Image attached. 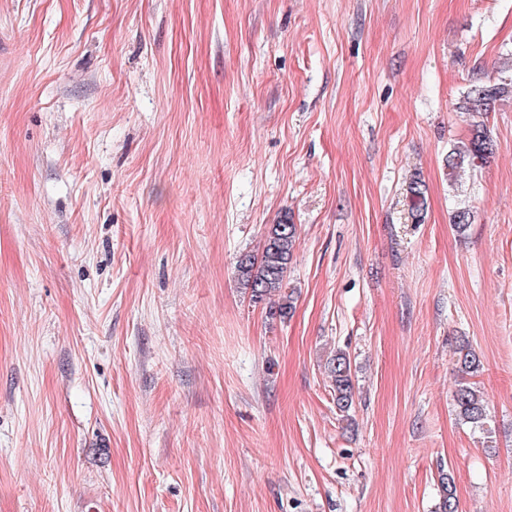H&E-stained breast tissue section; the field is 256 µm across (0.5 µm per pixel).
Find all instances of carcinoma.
Segmentation results:
<instances>
[{
    "instance_id": "obj_1",
    "label": "carcinoma",
    "mask_w": 512,
    "mask_h": 512,
    "mask_svg": "<svg viewBox=\"0 0 512 512\" xmlns=\"http://www.w3.org/2000/svg\"><path fill=\"white\" fill-rule=\"evenodd\" d=\"M509 100H512V66L503 68L493 82L472 84L458 99L456 111L468 116L472 128L469 138L457 142L448 151L446 168L450 183H455L462 174L476 169L496 153L498 143L485 119L496 104ZM425 193V182L420 176H413L407 185V197L411 218L417 224L423 219ZM474 220V212L463 207L454 211L451 224L457 232L463 233ZM297 239V225L288 223L285 215L268 226L259 254L246 253L237 261L240 285L249 290L253 301L268 302V314L272 318H285L293 309V293L286 291V275ZM456 364L463 379L453 393L456 416L463 423L481 429L487 417L485 400L474 384L467 381L479 372L481 360L465 339L459 344ZM327 373L336 408L342 413L349 412L354 401V383L350 359L345 352L339 350L328 359ZM440 512H456V484L450 473L440 479Z\"/></svg>"
}]
</instances>
